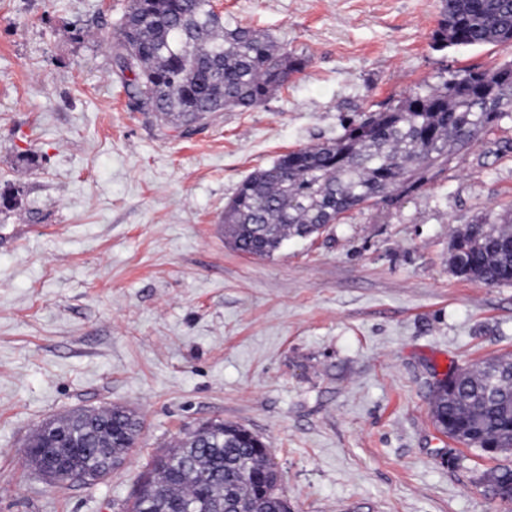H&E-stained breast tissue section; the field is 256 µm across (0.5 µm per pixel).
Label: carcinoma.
<instances>
[{
    "label": "carcinoma",
    "mask_w": 512,
    "mask_h": 512,
    "mask_svg": "<svg viewBox=\"0 0 512 512\" xmlns=\"http://www.w3.org/2000/svg\"><path fill=\"white\" fill-rule=\"evenodd\" d=\"M432 47L512 44V0H439ZM116 75L133 106L189 134L216 112L263 105L308 59L248 26L224 25L213 0H129L112 42ZM512 118V60L464 69L363 112L336 139L280 155L246 178L224 207V237L236 251L273 256L292 238L320 234L342 215L420 189ZM456 277L512 284V231L470 224L452 241ZM431 416L449 438L489 455L512 453V357L483 362L436 386ZM86 452L77 469L120 463L142 421L113 405L67 416ZM146 489L127 512H288L279 474L262 439L232 423L189 431L177 449L154 456ZM482 480L512 502V468Z\"/></svg>",
    "instance_id": "1"
}]
</instances>
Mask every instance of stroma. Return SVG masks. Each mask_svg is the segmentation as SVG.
I'll return each mask as SVG.
<instances>
[{"mask_svg":"<svg viewBox=\"0 0 512 512\" xmlns=\"http://www.w3.org/2000/svg\"><path fill=\"white\" fill-rule=\"evenodd\" d=\"M127 4L0 0V512H125L152 456L222 421L265 440L291 512H512L481 479L512 456L430 414L450 371L512 356V284L451 270L458 229L512 213V122L274 257L224 240L252 172L512 45L432 49L439 0H214L309 63L181 137L114 73ZM112 405L143 428L104 481L26 465L43 422Z\"/></svg>","mask_w":512,"mask_h":512,"instance_id":"stroma-1","label":"stroma"}]
</instances>
